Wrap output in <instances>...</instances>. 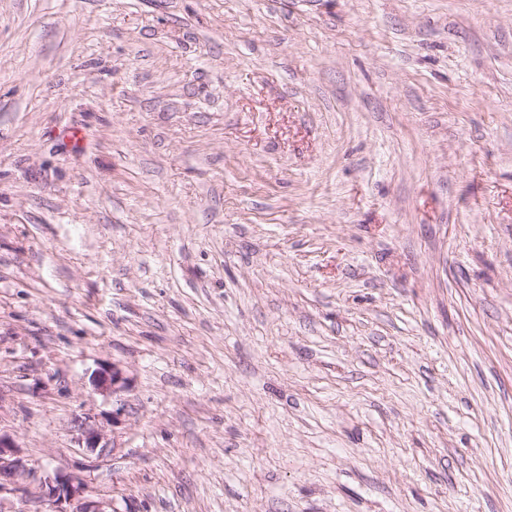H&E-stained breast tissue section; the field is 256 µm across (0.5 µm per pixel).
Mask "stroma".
<instances>
[{
  "label": "stroma",
  "mask_w": 512,
  "mask_h": 512,
  "mask_svg": "<svg viewBox=\"0 0 512 512\" xmlns=\"http://www.w3.org/2000/svg\"><path fill=\"white\" fill-rule=\"evenodd\" d=\"M0 433V512H512V0H0ZM77 431L79 432L78 440L79 443H81V448H90L91 450L95 448H107L106 445L100 446L104 435L101 430L91 423L89 417L88 420L85 418L83 421L78 422ZM18 448L12 439L0 434V496L3 492L18 493L25 490L19 479L24 467L17 457ZM42 498L58 510L53 512H114L112 504L84 500L86 490L84 482L77 476L46 477L41 484ZM76 504L72 510L63 509L60 505ZM109 508L110 510H106Z\"/></svg>",
  "instance_id": "obj_1"
}]
</instances>
